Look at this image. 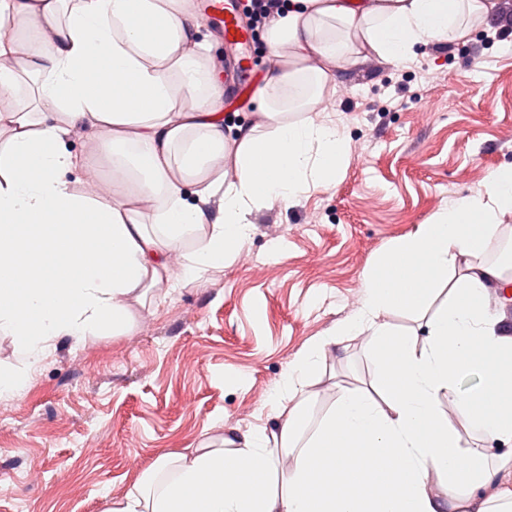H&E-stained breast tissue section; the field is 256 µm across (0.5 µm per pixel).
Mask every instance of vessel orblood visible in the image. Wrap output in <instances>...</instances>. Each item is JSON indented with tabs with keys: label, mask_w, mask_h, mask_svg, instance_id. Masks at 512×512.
<instances>
[{
	"label": "vessel or blood",
	"mask_w": 512,
	"mask_h": 512,
	"mask_svg": "<svg viewBox=\"0 0 512 512\" xmlns=\"http://www.w3.org/2000/svg\"><path fill=\"white\" fill-rule=\"evenodd\" d=\"M203 10L205 16L216 24L225 46L236 53L224 77L225 88H232L246 81L249 76L250 62L246 48L252 40L253 32L244 16L240 0H204Z\"/></svg>",
	"instance_id": "b4317fda"
}]
</instances>
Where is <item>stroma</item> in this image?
I'll return each mask as SVG.
<instances>
[{"label":"stroma","instance_id":"35a3bbf8","mask_svg":"<svg viewBox=\"0 0 512 512\" xmlns=\"http://www.w3.org/2000/svg\"><path fill=\"white\" fill-rule=\"evenodd\" d=\"M349 138L336 180L253 212L223 270L155 292L132 333L57 342L28 365L0 333V512H105L163 454L222 424L270 426L273 386L315 337L348 320L366 274L449 199L512 165V0L452 48L343 72L327 94ZM309 401L295 446L343 391L383 401L368 333L347 337Z\"/></svg>","mask_w":512,"mask_h":512}]
</instances>
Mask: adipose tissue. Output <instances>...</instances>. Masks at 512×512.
<instances>
[{"label": "adipose tissue", "instance_id": "obj_1", "mask_svg": "<svg viewBox=\"0 0 512 512\" xmlns=\"http://www.w3.org/2000/svg\"><path fill=\"white\" fill-rule=\"evenodd\" d=\"M499 6L286 0L263 35L274 64L252 89L257 119L231 124L192 0H0V332L33 363L62 337L132 332L151 289L222 268L251 238L253 211L292 205L335 178L347 136L321 104L345 69L466 41ZM76 130L87 137L78 153L66 143ZM509 211L504 167L367 274L356 314L316 337L276 383L270 432L228 426L191 453L161 455L107 512H512V389L502 386L512 370L499 366L512 359V330L488 307L503 272L482 258L486 231ZM191 234L198 245L182 253ZM459 264L466 273L425 336L398 333L387 314L423 305ZM363 331L393 386L385 403L350 393L294 448L320 360ZM475 361L494 413L475 420L482 446L465 448L440 401L456 396ZM352 456L357 468H345ZM283 468L279 491L269 481ZM381 469L407 494L363 487Z\"/></svg>", "mask_w": 512, "mask_h": 512}]
</instances>
